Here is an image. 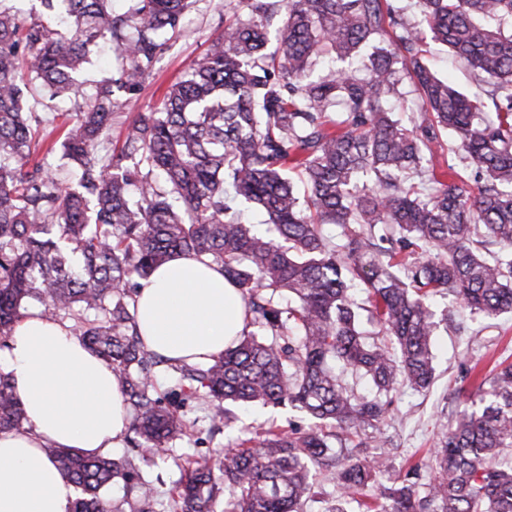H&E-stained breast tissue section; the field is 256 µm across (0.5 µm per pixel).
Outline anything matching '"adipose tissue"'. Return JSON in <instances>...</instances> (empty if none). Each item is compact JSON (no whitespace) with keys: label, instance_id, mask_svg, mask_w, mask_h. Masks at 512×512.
I'll use <instances>...</instances> for the list:
<instances>
[{"label":"adipose tissue","instance_id":"ef3b65f1","mask_svg":"<svg viewBox=\"0 0 512 512\" xmlns=\"http://www.w3.org/2000/svg\"><path fill=\"white\" fill-rule=\"evenodd\" d=\"M244 303L220 267L179 255L143 280L137 321L147 349L174 359L223 354L243 326ZM5 368L27 415L0 432V512H70L75 487L41 447L53 443L101 454L129 422L111 370L59 321L32 313L15 327Z\"/></svg>","mask_w":512,"mask_h":512}]
</instances>
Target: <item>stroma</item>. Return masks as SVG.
I'll use <instances>...</instances> for the list:
<instances>
[{
    "label": "stroma",
    "mask_w": 512,
    "mask_h": 512,
    "mask_svg": "<svg viewBox=\"0 0 512 512\" xmlns=\"http://www.w3.org/2000/svg\"><path fill=\"white\" fill-rule=\"evenodd\" d=\"M247 10L237 0H195L185 13L180 33L170 36L157 53L153 67L137 94L129 96V105L112 117L106 139L113 147H121L128 126L138 113L158 107L168 86L185 74L204 54L212 40L221 37L226 24L247 19ZM40 120L42 138L34 156L63 183L75 181L76 171L60 152H47V144L59 141L64 123L74 119L78 103L72 99L40 98L32 103ZM438 315L447 317L434 339L436 380L429 390L417 392L401 389L390 412L381 423L384 449L389 452L394 470H402L406 460L427 459L444 425L463 407L464 394L475 390L474 376L464 375V368L478 366L490 374L495 363L512 355V313L478 326L462 310L453 297L439 299ZM187 419L196 420L192 436L163 453L147 449L142 453L141 467L156 479L161 498H168L176 486L186 479L188 461L200 455L216 456L235 445L238 439L259 435L271 427L295 424L308 427V419L289 408L260 405L237 408L238 420L229 428H214L200 419L193 405L184 408Z\"/></svg>",
    "instance_id": "35a3bbf8"
}]
</instances>
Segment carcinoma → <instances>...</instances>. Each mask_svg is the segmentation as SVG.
<instances>
[{
    "label": "carcinoma",
    "instance_id": "cac0c4a2",
    "mask_svg": "<svg viewBox=\"0 0 512 512\" xmlns=\"http://www.w3.org/2000/svg\"><path fill=\"white\" fill-rule=\"evenodd\" d=\"M41 2L67 38L0 7V339L31 304L49 319L94 312L79 335L121 383L141 447L188 438L187 403L213 425L250 404L309 416L305 430L192 459L166 512H217L221 496L223 512H302L314 467L333 476L334 512H512V363L479 382L429 464L387 485L389 455L370 452L395 394L434 383L436 297L475 320L512 312V0H418L417 21L393 0H241L249 20L226 25L122 147L101 152L122 101L110 80L82 93L91 46H116L118 82L135 92L191 0H133L124 18L112 0ZM428 36L467 64L493 109L423 61ZM31 86L82 99L61 142L73 184L24 170L38 135ZM338 105L344 118H327ZM446 152L474 177L439 161ZM252 207L275 235L242 220ZM176 253L222 268L244 301L241 334L211 361L173 362L137 332L133 279ZM365 320L382 339L366 342ZM336 361L372 392L341 384ZM161 366L175 379L166 401ZM26 420L0 373V432ZM43 450L77 489L70 512H154L158 491L132 459Z\"/></svg>",
    "mask_w": 512,
    "mask_h": 512
}]
</instances>
